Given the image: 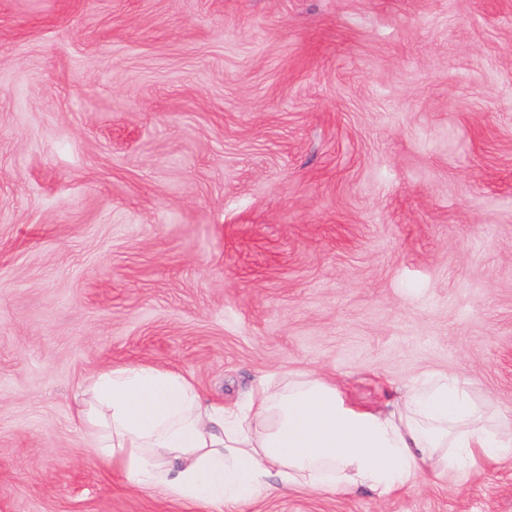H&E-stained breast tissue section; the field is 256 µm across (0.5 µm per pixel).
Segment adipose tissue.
Returning <instances> with one entry per match:
<instances>
[{"label": "adipose tissue", "instance_id": "adipose-tissue-1", "mask_svg": "<svg viewBox=\"0 0 512 512\" xmlns=\"http://www.w3.org/2000/svg\"><path fill=\"white\" fill-rule=\"evenodd\" d=\"M79 421L100 462L141 490L195 504H236L282 487L377 495L423 473L457 484L477 461L512 458V419L443 372L415 378L388 410L349 406L326 377L264 376L245 404L207 401L181 372L126 362L80 388Z\"/></svg>", "mask_w": 512, "mask_h": 512}]
</instances>
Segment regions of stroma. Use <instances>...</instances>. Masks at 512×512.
Returning <instances> with one entry per match:
<instances>
[{"label": "stroma", "mask_w": 512, "mask_h": 512, "mask_svg": "<svg viewBox=\"0 0 512 512\" xmlns=\"http://www.w3.org/2000/svg\"><path fill=\"white\" fill-rule=\"evenodd\" d=\"M127 361L512 418V0H0V512H215L78 429ZM224 512H512V460Z\"/></svg>", "instance_id": "stroma-1"}]
</instances>
